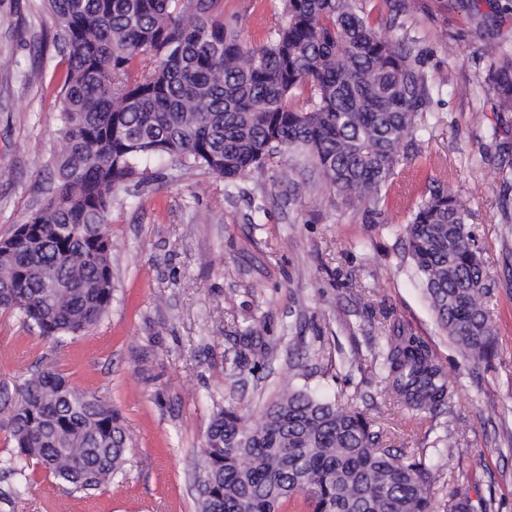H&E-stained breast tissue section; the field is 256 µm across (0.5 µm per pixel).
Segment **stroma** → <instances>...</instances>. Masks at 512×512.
Returning <instances> with one entry per match:
<instances>
[{"instance_id":"obj_1","label":"stroma","mask_w":512,"mask_h":512,"mask_svg":"<svg viewBox=\"0 0 512 512\" xmlns=\"http://www.w3.org/2000/svg\"><path fill=\"white\" fill-rule=\"evenodd\" d=\"M410 33L439 87L418 122L414 162L401 161L375 224L345 205L302 157L282 158L234 184L204 169L185 175L156 158L147 183L117 188L112 226V310L59 344L0 310V453L15 389L29 372L54 369L111 405L129 437L119 487L90 495L50 490L34 471L29 493L0 512H195L193 462L211 416L258 413L287 385L347 398L383 429L382 447L432 472L436 499L468 495L512 512V227L487 131L512 146V115L493 112L478 85L481 59L465 12L408 0ZM272 0H224L245 39L265 36ZM44 0H0V238L47 197L59 151L62 56ZM468 95H459L461 85ZM444 182L471 212L469 228L490 286L495 353L473 365L438 328L405 252L408 209ZM403 324L429 347L453 393L423 419L383 404L372 357ZM241 353L233 368L227 355ZM458 440L454 470L442 467Z\"/></svg>"}]
</instances>
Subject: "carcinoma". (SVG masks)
<instances>
[{
	"label": "carcinoma",
	"mask_w": 512,
	"mask_h": 512,
	"mask_svg": "<svg viewBox=\"0 0 512 512\" xmlns=\"http://www.w3.org/2000/svg\"><path fill=\"white\" fill-rule=\"evenodd\" d=\"M46 2L66 61L57 181L24 220L37 232L0 242V309L19 311L42 339H73L110 312L112 192L144 177L151 159L180 158L187 174L205 168L232 181L303 154L374 224L433 102L407 0H393L389 37L363 0H280L285 22L266 43L243 39L222 0ZM440 4L468 12L490 100L512 112V47L499 37L497 8ZM467 217L455 195L430 185L404 238L437 325L477 364L492 355L495 329ZM389 333L385 396L420 420L450 386L423 341L399 324ZM20 396L6 425L13 449L0 455V471L18 479L15 498L35 469L72 493L118 481L128 435L112 407L49 371L31 374ZM381 439L363 413L292 385L256 420L221 409L197 454L199 512H282L293 498L309 512H435L430 471Z\"/></svg>",
	"instance_id": "cac0c4a2"
}]
</instances>
